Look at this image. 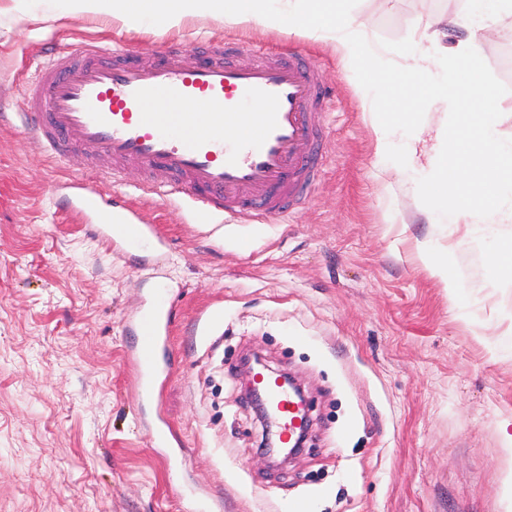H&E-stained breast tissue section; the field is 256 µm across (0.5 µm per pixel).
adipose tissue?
Instances as JSON below:
<instances>
[{
    "mask_svg": "<svg viewBox=\"0 0 512 512\" xmlns=\"http://www.w3.org/2000/svg\"><path fill=\"white\" fill-rule=\"evenodd\" d=\"M44 16L104 14L129 29L167 32L188 19L250 24L297 34L333 45L347 62H357L358 91L373 106L377 153L416 175L426 189L424 211L429 223L461 224L481 216L494 230L505 186L512 184V138H502L487 107L492 97L465 83L468 68L479 59L471 41L448 43V19L425 23L417 44L389 56L374 46L365 24L348 0H32ZM436 105L452 120L434 135L417 121L420 108ZM406 129L395 146L398 129ZM470 179H462L461 168Z\"/></svg>",
    "mask_w": 512,
    "mask_h": 512,
    "instance_id": "ef3b65f1",
    "label": "adipose tissue"
}]
</instances>
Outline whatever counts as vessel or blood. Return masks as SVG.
<instances>
[{
	"label": "vessel or blood",
	"mask_w": 512,
	"mask_h": 512,
	"mask_svg": "<svg viewBox=\"0 0 512 512\" xmlns=\"http://www.w3.org/2000/svg\"><path fill=\"white\" fill-rule=\"evenodd\" d=\"M244 50L217 40L196 66L186 65L174 48L136 63L109 44L54 54L25 85L23 126L53 156L84 147L104 159L97 181L72 184L63 207L84 224L101 219L104 243L131 251L155 247V227L140 223L125 203H104L100 191L101 183L117 182L130 165L152 175L143 193L186 196L203 218L261 219L301 203L323 160L329 97L319 69L292 50L278 56L258 51L254 63L242 68L232 58ZM198 102L209 111L211 129L200 130L199 116L190 110ZM220 123L243 129V136L223 142L215 130ZM173 312L161 285L150 306L131 320L137 343L128 358L139 399L156 394L161 376L155 349L170 334ZM259 383L280 439L288 441L301 417L296 401L273 376H261Z\"/></svg>",
	"instance_id": "obj_1"
}]
</instances>
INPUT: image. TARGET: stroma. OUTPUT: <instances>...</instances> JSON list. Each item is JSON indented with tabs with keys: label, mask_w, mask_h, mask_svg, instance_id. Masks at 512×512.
<instances>
[{
	"label": "stroma",
	"mask_w": 512,
	"mask_h": 512,
	"mask_svg": "<svg viewBox=\"0 0 512 512\" xmlns=\"http://www.w3.org/2000/svg\"><path fill=\"white\" fill-rule=\"evenodd\" d=\"M0 19V512H512V285L491 284L493 242L480 224H430L423 195L375 155L358 72L326 44L285 31L193 19L160 33L82 14L33 20L14 0ZM372 41L394 49L430 15L471 39L485 88L512 138V89L497 71L512 16L472 25L466 0H354ZM295 48L332 91L325 165L302 204L259 222L200 223L181 202L137 189L127 169L105 194L162 235V252L110 248L72 221L64 183L95 179L99 157L62 160L21 125L26 72L49 53L110 41L135 53L180 49L203 61L209 40ZM429 243L461 285L451 293L419 255ZM164 282L179 313L155 403L178 455L145 436L125 356L129 322ZM221 314L208 340L200 320ZM294 376L311 406L306 448L271 466L265 433L240 388L245 355Z\"/></svg>",
	"instance_id": "35a3bbf8"
}]
</instances>
